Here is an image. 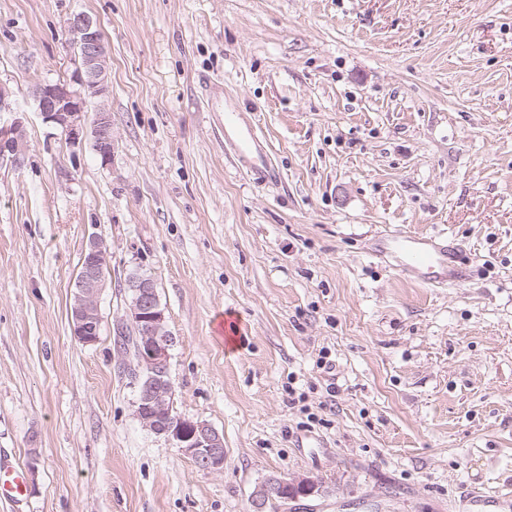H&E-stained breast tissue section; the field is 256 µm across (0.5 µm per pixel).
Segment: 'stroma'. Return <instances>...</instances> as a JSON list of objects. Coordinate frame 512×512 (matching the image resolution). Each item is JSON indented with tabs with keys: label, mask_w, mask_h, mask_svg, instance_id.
Returning <instances> with one entry per match:
<instances>
[{
	"label": "stroma",
	"mask_w": 512,
	"mask_h": 512,
	"mask_svg": "<svg viewBox=\"0 0 512 512\" xmlns=\"http://www.w3.org/2000/svg\"><path fill=\"white\" fill-rule=\"evenodd\" d=\"M79 13L110 59L106 166L30 96L74 71ZM213 83L275 182L234 161ZM0 86V126L24 130L0 160V463L28 485L0 512H250L273 475L322 482L291 512L512 495V0H0ZM382 230L448 234L470 281L388 267ZM94 236L84 345L70 308ZM135 271L173 338L174 409L223 433V471L135 415L115 346ZM82 273L76 280L75 301L70 311V326L74 338L91 345L98 341L102 318L99 295L103 287L106 248L99 239H91L82 256Z\"/></svg>",
	"instance_id": "1"
}]
</instances>
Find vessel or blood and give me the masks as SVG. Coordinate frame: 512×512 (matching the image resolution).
<instances>
[{
    "mask_svg": "<svg viewBox=\"0 0 512 512\" xmlns=\"http://www.w3.org/2000/svg\"><path fill=\"white\" fill-rule=\"evenodd\" d=\"M208 109L222 115L224 141L250 174L271 175L267 151L255 127L235 109L225 107L223 95L209 98ZM373 255L391 259L395 269L431 286L459 283L463 278L454 263L456 247L442 234H409L402 231L378 233L370 242ZM27 495L26 479L20 468L0 465V499L22 501ZM463 512H512L511 496L477 494L466 498Z\"/></svg>",
    "mask_w": 512,
    "mask_h": 512,
    "instance_id": "1",
    "label": "vessel or blood"
}]
</instances>
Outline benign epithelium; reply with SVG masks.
<instances>
[{
  "instance_id": "1",
  "label": "benign epithelium",
  "mask_w": 512,
  "mask_h": 512,
  "mask_svg": "<svg viewBox=\"0 0 512 512\" xmlns=\"http://www.w3.org/2000/svg\"><path fill=\"white\" fill-rule=\"evenodd\" d=\"M68 31L79 49L78 64L65 82L37 83L31 95L44 120L52 123L66 140L78 144L92 140L103 164L112 160V113L106 104L89 114L84 111L86 99L103 98L107 93L109 57L100 27L89 16L70 18ZM23 133L15 124L0 130V156L20 155ZM106 248L99 239H91L82 256V273L76 280L75 301L70 311L74 338L91 345L98 341L102 318L99 295L103 287ZM129 304L130 322L139 326L146 350L135 374L139 387L136 414L147 429L167 438L184 455L203 465L208 471L224 469V435L211 425L173 414L175 388L169 374L171 336L154 283L141 279L133 287ZM301 488L311 496L322 491V485L311 477H272L259 483L251 494L252 512H262L263 503L278 489Z\"/></svg>"
}]
</instances>
